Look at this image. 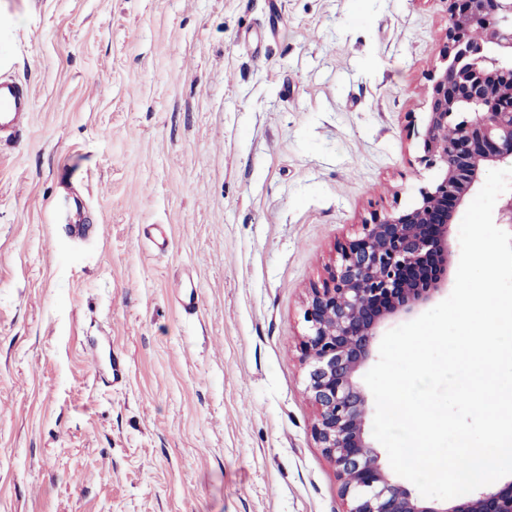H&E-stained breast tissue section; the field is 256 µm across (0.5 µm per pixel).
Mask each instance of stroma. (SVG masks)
<instances>
[{
    "label": "stroma",
    "mask_w": 512,
    "mask_h": 512,
    "mask_svg": "<svg viewBox=\"0 0 512 512\" xmlns=\"http://www.w3.org/2000/svg\"><path fill=\"white\" fill-rule=\"evenodd\" d=\"M448 23L447 0H0V80L34 98L0 138V512H342L304 302L436 179L411 129Z\"/></svg>",
    "instance_id": "35a3bbf8"
}]
</instances>
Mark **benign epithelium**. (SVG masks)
<instances>
[{
    "label": "benign epithelium",
    "instance_id": "benign-epithelium-1",
    "mask_svg": "<svg viewBox=\"0 0 512 512\" xmlns=\"http://www.w3.org/2000/svg\"><path fill=\"white\" fill-rule=\"evenodd\" d=\"M447 45L428 73L418 162L439 172L410 208L374 213L336 246L310 288L299 342L312 436L336 469L345 512H512V482L456 501L412 496L382 464L366 431L359 374L381 328L443 292L453 224L486 172L512 156V0H448ZM497 223L512 232V193Z\"/></svg>",
    "mask_w": 512,
    "mask_h": 512
}]
</instances>
